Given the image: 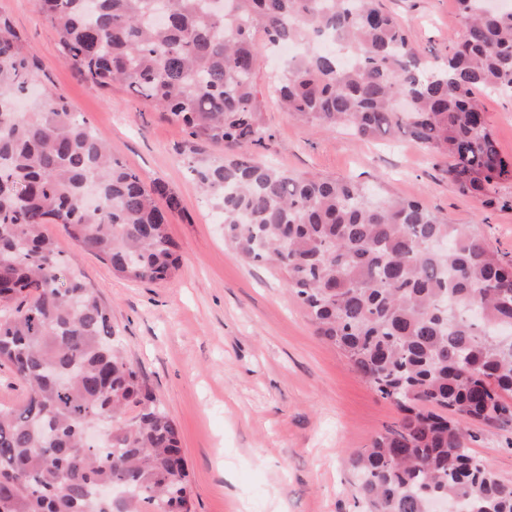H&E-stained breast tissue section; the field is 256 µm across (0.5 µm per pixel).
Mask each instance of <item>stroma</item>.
Wrapping results in <instances>:
<instances>
[{
  "mask_svg": "<svg viewBox=\"0 0 512 512\" xmlns=\"http://www.w3.org/2000/svg\"><path fill=\"white\" fill-rule=\"evenodd\" d=\"M425 65L438 63L462 22L455 0H381ZM26 50L39 60L36 88L63 94L146 182L179 200L169 231L180 267L163 283L113 275L79 251L61 225L44 233L67 255L112 313L124 358L177 425L189 472L192 512H361L351 460L400 414L316 335L283 271L238 258L224 243L207 200L187 170L189 146L176 122L121 84L103 90L63 60L35 0H0ZM280 58L265 59L255 83L270 138L253 157L293 173L350 178L384 196L420 200L464 224L489 250L512 256V182L490 203L459 193L447 157L412 141H360L348 131H315L279 107ZM479 103L503 157L512 158V96ZM472 454L512 484V423L470 425Z\"/></svg>",
  "mask_w": 512,
  "mask_h": 512,
  "instance_id": "1",
  "label": "stroma"
}]
</instances>
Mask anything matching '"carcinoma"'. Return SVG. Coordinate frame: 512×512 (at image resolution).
Returning a JSON list of instances; mask_svg holds the SVG:
<instances>
[{
  "instance_id": "cac0c4a2",
  "label": "carcinoma",
  "mask_w": 512,
  "mask_h": 512,
  "mask_svg": "<svg viewBox=\"0 0 512 512\" xmlns=\"http://www.w3.org/2000/svg\"><path fill=\"white\" fill-rule=\"evenodd\" d=\"M36 0L65 60L118 82L186 129L188 169L242 259L270 262L317 335L401 412L352 460L364 512H512V485L466 445L472 421L512 423V259L418 200L376 198L345 179L293 174L246 156L264 135L255 74L269 51L303 44L275 83L281 107L358 140L407 137L451 159L448 179L486 197L512 181L476 93H512V8L456 0L448 57L421 67L380 0ZM348 45L352 61L317 42ZM37 59L0 17V367L24 396L0 406V512H191L174 421L115 344L95 289L41 231L133 281L172 278L177 197L112 155L66 98L15 117ZM165 199L166 208L156 203ZM136 413L125 417L127 410ZM116 488L120 498L100 495Z\"/></svg>"
}]
</instances>
